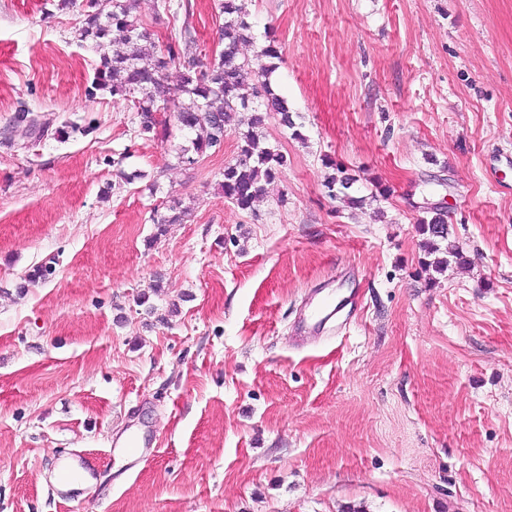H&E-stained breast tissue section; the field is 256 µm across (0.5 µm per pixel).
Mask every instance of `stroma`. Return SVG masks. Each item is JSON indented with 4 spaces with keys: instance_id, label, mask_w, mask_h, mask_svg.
Segmentation results:
<instances>
[{
    "instance_id": "stroma-1",
    "label": "stroma",
    "mask_w": 512,
    "mask_h": 512,
    "mask_svg": "<svg viewBox=\"0 0 512 512\" xmlns=\"http://www.w3.org/2000/svg\"><path fill=\"white\" fill-rule=\"evenodd\" d=\"M135 0L217 58L218 0ZM301 137L252 209L221 188L249 128L181 163L96 89L78 9L0 0V512H512V0H247ZM355 182L331 197L334 165ZM392 194L377 196L376 184ZM183 223L158 233L160 204ZM462 259L428 273L418 219ZM47 278L29 281L35 268ZM357 309L296 341L311 292ZM157 440L139 459L112 441ZM89 455L83 487L61 464ZM428 215L418 219L420 232L426 235V238L421 244V248L427 257L440 252L442 243L445 245V253L448 255H459L458 247L454 244H448V216L445 212L432 208L430 211H425Z\"/></svg>"
}]
</instances>
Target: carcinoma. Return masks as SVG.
Returning a JSON list of instances; mask_svg holds the SVG:
<instances>
[{"label": "carcinoma", "mask_w": 512, "mask_h": 512, "mask_svg": "<svg viewBox=\"0 0 512 512\" xmlns=\"http://www.w3.org/2000/svg\"><path fill=\"white\" fill-rule=\"evenodd\" d=\"M112 10L105 11L106 3ZM220 12L224 24L220 27V39L224 50L218 59L203 63L193 51L194 38L190 27L184 26L180 36L182 43L167 42L155 53L151 64H140L141 43L151 40V33L132 16L133 0H86L80 36L94 42L100 51V62L95 71L94 85L132 102L139 116L142 132L156 137L167 135V124L156 117L158 112H173L180 128L195 133L190 145L181 148V159L194 164L196 158L216 147L217 135L229 133L238 125L242 109H252L251 131L241 138L235 162L224 166V198L231 200L239 209L247 210L272 183L286 158L278 149L263 139L260 128L266 114L276 112L281 124L300 138L293 114L286 100L275 94L270 86V75L276 69L275 59L279 51L273 44L261 49V57L267 62L259 69H251V63L239 57L240 45L247 41L249 25L246 0H222ZM180 70L181 84L172 89L168 82L171 68ZM188 97L179 100L177 93ZM354 178L346 170L336 166V175L328 179L329 195L343 196L352 205L358 198L346 193ZM185 211L177 205L166 207V213L153 215L158 232H165V225L180 224ZM420 232L426 235L421 248L431 256L441 250L457 255L458 247L448 243V216L436 208L418 219Z\"/></svg>", "instance_id": "cac0c4a2"}]
</instances>
